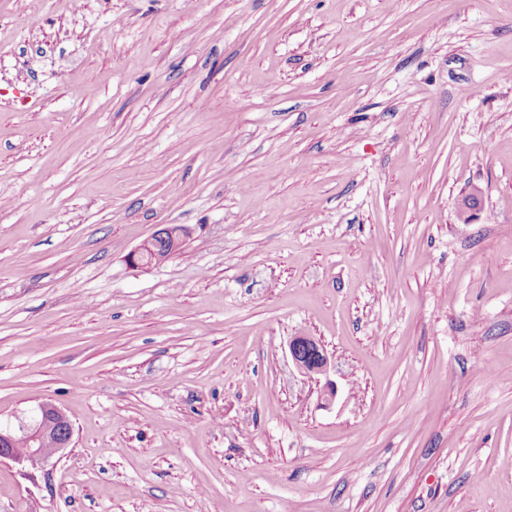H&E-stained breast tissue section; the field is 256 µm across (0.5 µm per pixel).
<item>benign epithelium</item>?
Segmentation results:
<instances>
[{"mask_svg": "<svg viewBox=\"0 0 512 512\" xmlns=\"http://www.w3.org/2000/svg\"><path fill=\"white\" fill-rule=\"evenodd\" d=\"M182 245V228L164 227L134 250L129 262L137 268L159 266L180 251ZM288 355L306 374H326L332 367L325 349L311 336L293 337L288 343ZM73 433V423L63 409L51 401H42L30 416L18 417L14 423L0 422V461L6 459L23 468H40L69 447ZM20 436L28 445L23 454L16 453L14 448Z\"/></svg>", "mask_w": 512, "mask_h": 512, "instance_id": "7a95c632", "label": "benign epithelium"}]
</instances>
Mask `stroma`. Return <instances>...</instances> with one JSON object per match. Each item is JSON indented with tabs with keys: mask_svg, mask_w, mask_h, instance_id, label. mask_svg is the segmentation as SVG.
I'll list each match as a JSON object with an SVG mask.
<instances>
[{
	"mask_svg": "<svg viewBox=\"0 0 512 512\" xmlns=\"http://www.w3.org/2000/svg\"><path fill=\"white\" fill-rule=\"evenodd\" d=\"M44 399L0 512H512V0H0V420ZM183 235L182 228L178 226H168L160 229V232L153 234L129 255L130 264L137 268L161 265L173 254L180 251L183 245ZM161 238L165 241V247L162 249L157 242V239ZM293 364L306 374H326L333 366L321 344L310 336H295L288 343ZM29 417H17L16 422L0 421V461L10 460L23 468L37 469L68 448L72 442L74 426L63 409L51 401H42ZM22 436L28 448L19 441L16 448L24 454H17L14 444Z\"/></svg>",
	"mask_w": 512,
	"mask_h": 512,
	"instance_id": "35a3bbf8",
	"label": "stroma"
}]
</instances>
